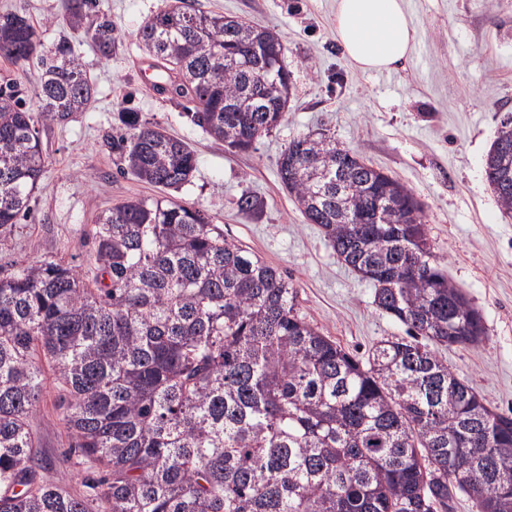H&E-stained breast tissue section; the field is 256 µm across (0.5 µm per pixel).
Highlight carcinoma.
I'll return each instance as SVG.
<instances>
[{
	"label": "carcinoma",
	"mask_w": 512,
	"mask_h": 512,
	"mask_svg": "<svg viewBox=\"0 0 512 512\" xmlns=\"http://www.w3.org/2000/svg\"><path fill=\"white\" fill-rule=\"evenodd\" d=\"M97 0H68L65 23L103 57L115 38ZM172 66V97L194 124L250 150L280 125L292 87L284 39L175 0L138 31ZM41 64L39 112H81L94 87L70 42L45 48L34 23L0 14V58ZM261 108L242 110L255 89ZM105 139L119 171L160 189L191 182L184 141L118 112ZM512 121L486 177L512 213ZM341 171V188L307 173ZM24 90L0 82V253L30 213L44 174ZM278 175L306 220L406 327L362 362L296 308L297 289L224 237L198 208L168 196L126 200L97 216L92 267L44 258L0 266V512H512V410H493L435 346H475L479 312L439 267L424 211L385 172L322 133L288 143ZM49 367L86 494L54 481L30 419Z\"/></svg>",
	"instance_id": "cac0c4a2"
}]
</instances>
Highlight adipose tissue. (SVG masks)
<instances>
[{"mask_svg": "<svg viewBox=\"0 0 512 512\" xmlns=\"http://www.w3.org/2000/svg\"><path fill=\"white\" fill-rule=\"evenodd\" d=\"M336 41L360 71H391L411 55L416 26L406 0H336Z\"/></svg>", "mask_w": 512, "mask_h": 512, "instance_id": "ef3b65f1", "label": "adipose tissue"}]
</instances>
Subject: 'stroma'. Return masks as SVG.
Instances as JSON below:
<instances>
[{
	"mask_svg": "<svg viewBox=\"0 0 512 512\" xmlns=\"http://www.w3.org/2000/svg\"><path fill=\"white\" fill-rule=\"evenodd\" d=\"M195 8L260 24L284 38L292 94L284 121L247 152H235L194 125L183 100L155 97L138 75V30L162 0H100L117 46L103 58L73 37L95 93L84 111L36 117L45 172L26 220L16 225L0 262L51 256L88 267L98 213L154 195L121 175L103 144L117 108L188 143L197 157L190 183L174 196L203 210L224 236L288 277L308 322L358 358L405 328L378 310L374 287L345 266L322 229L307 223L277 176L281 151L302 134L322 131L365 162L396 177L422 204L427 237L449 280L479 311L485 338L438 352L494 408L512 410V213L489 186L484 163L503 120L512 119V0H407L417 27L411 58L390 73L361 72L336 42V0H192ZM66 0H0L40 30L44 45L65 32ZM250 193L258 215L239 213ZM57 390L30 424L40 450L55 456L67 490L84 486L56 406Z\"/></svg>",
	"mask_w": 512,
	"mask_h": 512,
	"instance_id": "35a3bbf8",
	"label": "stroma"
}]
</instances>
